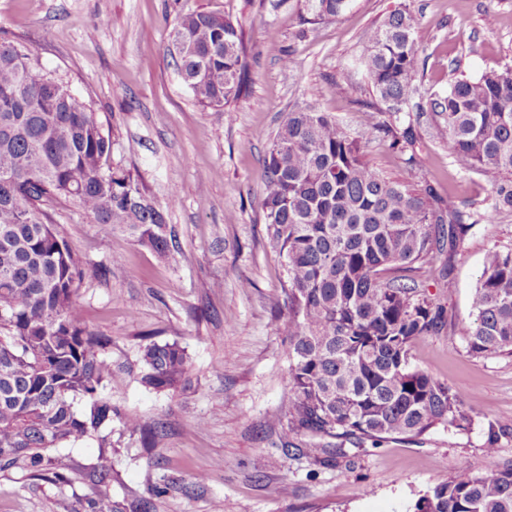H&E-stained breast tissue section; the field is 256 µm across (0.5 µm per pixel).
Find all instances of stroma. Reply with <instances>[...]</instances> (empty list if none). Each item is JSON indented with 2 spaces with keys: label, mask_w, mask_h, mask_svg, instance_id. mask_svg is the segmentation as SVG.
Returning a JSON list of instances; mask_svg holds the SVG:
<instances>
[{
  "label": "stroma",
  "mask_w": 512,
  "mask_h": 512,
  "mask_svg": "<svg viewBox=\"0 0 512 512\" xmlns=\"http://www.w3.org/2000/svg\"><path fill=\"white\" fill-rule=\"evenodd\" d=\"M304 0H0V34L22 38L63 75L112 138L111 165L130 169L157 205L179 200L168 222L178 246L158 255L125 232H105L77 206L57 215L60 233L105 268L78 292L88 330L110 339L118 385L103 397L159 432L155 447L112 422L100 437L59 447L70 469L47 481L0 471V512H89L94 468L110 442L105 490L122 512H414L460 463L512 466V356H467L460 327L493 250L512 249V212L493 214V175L461 169L448 153L432 100L456 79L512 68V0H351L339 16L304 23ZM407 5L417 20L418 94L400 115L417 139L409 151L366 135L378 97L359 63L367 31ZM207 11L241 22L247 84L228 110L199 108L168 50L176 18ZM288 50L290 67L267 53ZM310 103L363 136L364 159L384 177L432 185L465 204L474 225L454 258L424 266L423 291L446 326L417 339L413 365L459 388L471 424H441L380 443L338 437L344 454L316 463L303 437H286L288 360L274 326L286 279L268 243L263 158L296 105ZM493 221H486V214ZM178 342L189 381L158 392L141 377L146 338ZM495 444L487 456V444Z\"/></svg>",
  "instance_id": "35a3bbf8"
}]
</instances>
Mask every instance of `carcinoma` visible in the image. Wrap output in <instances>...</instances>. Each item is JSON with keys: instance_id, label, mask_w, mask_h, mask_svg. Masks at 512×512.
Masks as SVG:
<instances>
[{"instance_id": "obj_1", "label": "carcinoma", "mask_w": 512, "mask_h": 512, "mask_svg": "<svg viewBox=\"0 0 512 512\" xmlns=\"http://www.w3.org/2000/svg\"><path fill=\"white\" fill-rule=\"evenodd\" d=\"M350 0H305L313 22L332 19ZM416 21L405 6L365 36L368 78L386 110L369 126L390 145L411 144L412 126L394 117L415 93ZM177 73L203 109L238 99L245 72V31L211 12L180 16L171 33ZM444 120L448 152L463 169L494 174L495 211H512V68L459 79L431 102ZM112 139L63 79L47 72L19 39L0 37V470L18 467L57 479L68 461L62 442L97 434L121 413L98 391L118 383L108 340L83 324L77 292L101 276L77 254L54 215L75 203L107 231L121 230L162 256L176 251L166 210L130 170L105 165ZM262 207L271 248L283 257L288 315L275 319L288 339L287 434L381 441L419 436L438 424L463 429L471 416L460 391L411 362V346L446 322L410 273L443 252L453 255L471 229L461 203L427 185L413 193L373 169L362 147L327 112L311 105L288 113L264 157ZM448 234L442 235V227ZM461 328L474 358L512 354V250L485 256ZM144 384L177 389L188 373L175 342L142 347ZM340 448H308L323 464ZM91 512H121L100 493ZM415 512H512V467L460 465Z\"/></svg>"}]
</instances>
